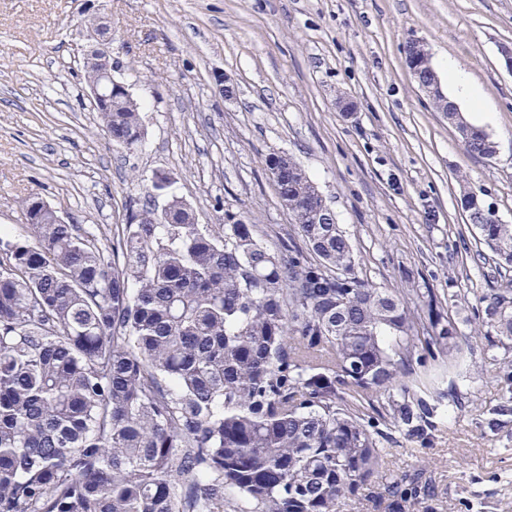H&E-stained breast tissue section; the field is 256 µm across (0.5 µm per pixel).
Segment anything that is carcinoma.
<instances>
[{"label": "carcinoma", "instance_id": "1", "mask_svg": "<svg viewBox=\"0 0 512 512\" xmlns=\"http://www.w3.org/2000/svg\"><path fill=\"white\" fill-rule=\"evenodd\" d=\"M98 118L112 144L140 141L137 103ZM274 176L306 245L282 256L252 224L195 223L166 174L152 188L169 206L104 243L22 202L27 234L0 231V512H340L382 467L381 426L434 428L423 393L471 337L434 289L358 275L293 157ZM461 205L511 268L512 224ZM483 322L512 342L511 288Z\"/></svg>", "mask_w": 512, "mask_h": 512}]
</instances>
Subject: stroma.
<instances>
[{
    "instance_id": "obj_1",
    "label": "stroma",
    "mask_w": 512,
    "mask_h": 512,
    "mask_svg": "<svg viewBox=\"0 0 512 512\" xmlns=\"http://www.w3.org/2000/svg\"><path fill=\"white\" fill-rule=\"evenodd\" d=\"M107 37L112 73L143 109L133 152L113 146L81 77L84 51ZM415 39L493 157L467 153L420 89L406 64ZM505 45L512 0H0V228L24 234L20 203L36 197L73 223L116 230L164 170L199 223L235 217L279 253L293 219L266 159L293 156L345 229L359 276L434 289L473 337L434 429L418 439L385 426L370 491L340 512H389L395 484L418 487L414 512H512L502 380L512 348L477 336L512 268L496 269L460 207L472 189L512 224ZM450 61L482 103L457 96Z\"/></svg>"
}]
</instances>
